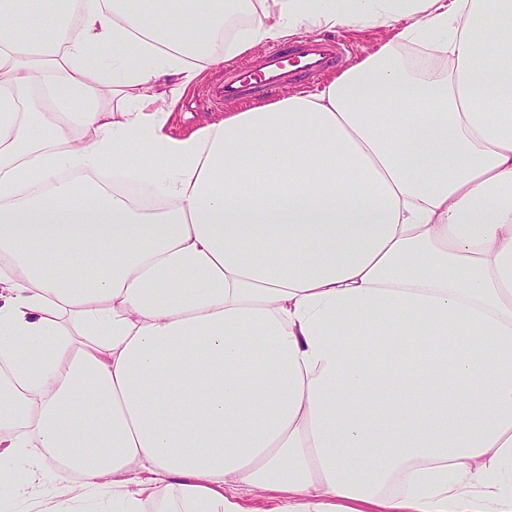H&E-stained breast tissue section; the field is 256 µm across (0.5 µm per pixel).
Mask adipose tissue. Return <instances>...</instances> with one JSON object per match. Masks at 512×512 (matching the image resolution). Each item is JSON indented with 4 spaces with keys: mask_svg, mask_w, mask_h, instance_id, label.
<instances>
[{
    "mask_svg": "<svg viewBox=\"0 0 512 512\" xmlns=\"http://www.w3.org/2000/svg\"><path fill=\"white\" fill-rule=\"evenodd\" d=\"M33 3L0 0L18 497L53 453L109 512H512V0ZM368 25L321 88L170 133L207 70Z\"/></svg>",
    "mask_w": 512,
    "mask_h": 512,
    "instance_id": "obj_1",
    "label": "adipose tissue"
}]
</instances>
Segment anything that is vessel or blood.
Returning <instances> with one entry per match:
<instances>
[{
  "label": "vessel or blood",
  "instance_id": "b4317fda",
  "mask_svg": "<svg viewBox=\"0 0 512 512\" xmlns=\"http://www.w3.org/2000/svg\"><path fill=\"white\" fill-rule=\"evenodd\" d=\"M348 50L339 39H299L286 49L266 53L255 69L242 67L226 75L223 96L229 100L268 95L288 82L316 79Z\"/></svg>",
  "mask_w": 512,
  "mask_h": 512
}]
</instances>
